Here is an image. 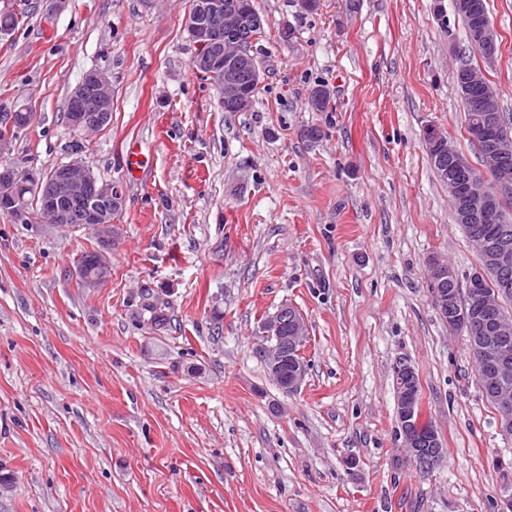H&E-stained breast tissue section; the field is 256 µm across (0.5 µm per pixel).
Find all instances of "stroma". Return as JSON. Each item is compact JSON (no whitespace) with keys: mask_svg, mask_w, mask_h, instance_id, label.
<instances>
[{"mask_svg":"<svg viewBox=\"0 0 512 512\" xmlns=\"http://www.w3.org/2000/svg\"><path fill=\"white\" fill-rule=\"evenodd\" d=\"M486 3L491 66L433 0H254L264 80L227 112L192 67L188 0H0L21 17L0 36V115L34 116L0 166L78 153L124 195L93 287L77 274L92 229L0 214V512H504L512 439L428 288L433 259L462 282L479 265L423 142L433 123L474 153L460 59L512 118V0ZM91 69L112 82V120L80 134L65 113ZM320 82L332 108L312 112ZM285 302L307 324L292 393L254 353ZM401 357L446 450L425 478L401 461Z\"/></svg>","mask_w":512,"mask_h":512,"instance_id":"stroma-1","label":"stroma"}]
</instances>
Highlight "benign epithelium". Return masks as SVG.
I'll list each match as a JSON object with an SVG mask.
<instances>
[{
  "instance_id": "1",
  "label": "benign epithelium",
  "mask_w": 512,
  "mask_h": 512,
  "mask_svg": "<svg viewBox=\"0 0 512 512\" xmlns=\"http://www.w3.org/2000/svg\"><path fill=\"white\" fill-rule=\"evenodd\" d=\"M454 13L470 16L472 26L468 33L470 44L489 62L496 59L497 30L490 18L481 13L478 0H453ZM185 28L196 45L207 47L208 53L195 60L194 68L203 74L218 90L220 103L229 112H245L252 104L249 88L261 83V68L252 54L257 33L264 29L263 19L254 12L251 0H200L196 11L185 16ZM246 60L250 79L235 84L224 80V73ZM464 89L474 91L471 97L473 111L482 113V122L475 134L482 141L487 158L497 168L496 189L488 193L484 180L472 168L470 160L457 154L440 161L444 178L448 183L449 198L455 202L462 224H496L501 214V199L512 195V130L506 128L494 107V91L485 82L481 70L472 68L464 76ZM112 85L98 70L88 74L71 94L72 109L66 117L68 126L76 132H91L107 125L112 117ZM29 112H9L0 118L3 128L0 137L7 138L15 127L30 123ZM33 193L41 200V223L65 228L71 219L69 203L80 201L84 208L80 221L93 229L100 248L91 253L94 274H86L84 263H78L77 273L87 286L105 281L111 271L108 252L112 250V216L122 209V189L110 183L101 184L92 169L81 157L55 169L46 177L29 176ZM483 252V267L467 282V299L470 313L464 314L455 296L448 293L447 285L457 283L454 269L438 260L429 267L435 289L431 299L436 307L446 311L448 321L455 330L465 336H476L473 351L481 358L487 374L496 378L499 372L512 365V341L508 337L507 324L499 319L498 298L484 290L488 274L512 268V237L505 228L492 233L476 235ZM287 326L285 335L278 336L271 344L259 341V350L269 374L286 392L297 391L308 374V365L297 361L288 364L291 352L303 336V319L291 304L281 305L263 320L258 335L268 336L267 329L276 331ZM394 369L403 378L396 393L397 415L400 418V438L404 456L411 464H418L425 472L440 466L445 458L438 437L430 439V447H424L423 438L416 424L421 405L417 402L413 377L415 369L406 358H399ZM499 409L500 431L512 437V394L499 390L494 394Z\"/></svg>"
}]
</instances>
